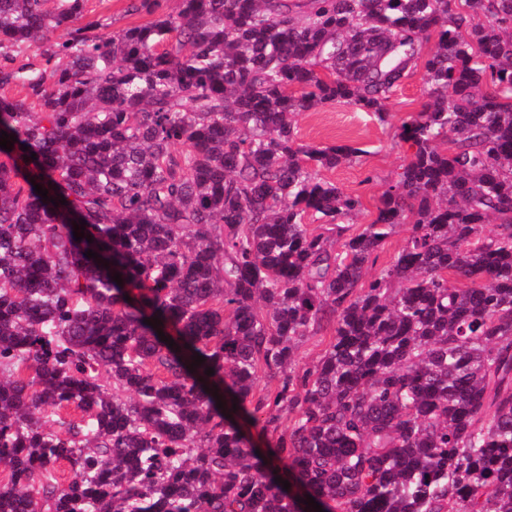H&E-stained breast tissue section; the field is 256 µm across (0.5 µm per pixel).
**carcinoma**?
<instances>
[{
  "instance_id": "cac0c4a2",
  "label": "carcinoma",
  "mask_w": 512,
  "mask_h": 512,
  "mask_svg": "<svg viewBox=\"0 0 512 512\" xmlns=\"http://www.w3.org/2000/svg\"><path fill=\"white\" fill-rule=\"evenodd\" d=\"M86 2L0 0V512H512V0ZM418 68L350 235L293 117ZM126 8V0H88L85 11L77 24L99 22L101 25L95 32L102 36L145 24L154 18L153 15L145 13L131 15L126 12ZM411 225L412 218H409L406 224H399L394 229L391 236L386 240L384 249L379 253V258L373 269L379 270L396 257L411 234ZM331 336L329 330L311 333L304 337L298 344L296 358L300 367H310L317 363L323 355Z\"/></svg>"
}]
</instances>
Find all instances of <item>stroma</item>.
<instances>
[{"mask_svg":"<svg viewBox=\"0 0 512 512\" xmlns=\"http://www.w3.org/2000/svg\"><path fill=\"white\" fill-rule=\"evenodd\" d=\"M126 8V0H88L81 20L98 22L101 36L148 22V14L132 15ZM424 100L422 75L417 72L391 96L388 121H379L372 113L344 103H327L297 116L299 143L349 145L357 150L356 156L322 173L345 193L360 196L363 209L349 219L353 231H360L374 219L382 192L407 161L410 149L400 139L399 128L411 113L420 110Z\"/></svg>","mask_w":512,"mask_h":512,"instance_id":"1","label":"stroma"}]
</instances>
